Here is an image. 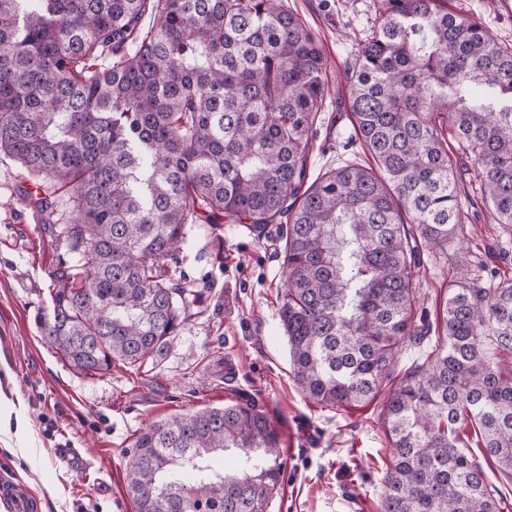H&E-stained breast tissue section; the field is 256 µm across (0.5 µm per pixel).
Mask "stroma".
Returning a JSON list of instances; mask_svg holds the SVG:
<instances>
[{
    "instance_id": "obj_1",
    "label": "stroma",
    "mask_w": 512,
    "mask_h": 512,
    "mask_svg": "<svg viewBox=\"0 0 512 512\" xmlns=\"http://www.w3.org/2000/svg\"><path fill=\"white\" fill-rule=\"evenodd\" d=\"M381 0H286L316 33L328 64V93L309 153L308 176L355 163L372 166L360 145H349L351 116L342 74L379 18ZM450 11L477 19L512 47V12L491 0H448ZM467 216L447 258L421 249L415 324L439 332L455 273L477 265L512 280V229L496 223L479 189L470 157L458 154ZM54 202V214L29 206V191ZM67 197L0 154V483L28 491L33 512H133L126 495L127 453L155 421L242 399L268 414L281 438L284 483L271 512H379L381 480L392 449L381 425L387 395L431 345H408L396 369L369 401L341 408L308 401L290 366L278 311L283 243L278 225L263 238L241 224L219 236L191 231L181 269L203 291L199 314L160 357L139 366L77 372L40 340L34 322L46 306L50 274L64 252L51 230ZM77 449L83 462L61 459Z\"/></svg>"
}]
</instances>
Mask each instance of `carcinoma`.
I'll use <instances>...</instances> for the list:
<instances>
[{
  "label": "carcinoma",
  "instance_id": "1",
  "mask_svg": "<svg viewBox=\"0 0 512 512\" xmlns=\"http://www.w3.org/2000/svg\"><path fill=\"white\" fill-rule=\"evenodd\" d=\"M344 76L376 168L309 183L327 64L284 0H0V153L69 191L43 342L81 372L141 364L201 303L178 270L190 225L283 224L296 383L327 407L375 398L424 337L420 247L446 256L462 231L448 133L512 228V48L443 0H382ZM480 278L448 281L442 338L384 403L381 512H503L460 435L512 479V284ZM284 471L269 416L242 400L143 429L126 493L134 512H269Z\"/></svg>",
  "mask_w": 512,
  "mask_h": 512
}]
</instances>
